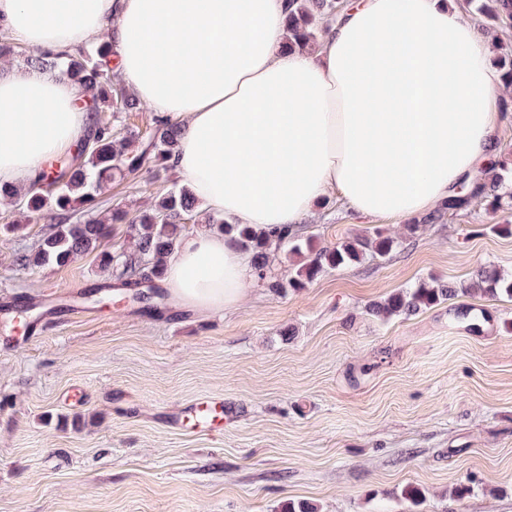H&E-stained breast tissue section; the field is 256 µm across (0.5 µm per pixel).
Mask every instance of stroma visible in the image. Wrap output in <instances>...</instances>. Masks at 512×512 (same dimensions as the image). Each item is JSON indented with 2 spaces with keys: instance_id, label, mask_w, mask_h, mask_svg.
Returning a JSON list of instances; mask_svg holds the SVG:
<instances>
[{
  "instance_id": "35a3bbf8",
  "label": "stroma",
  "mask_w": 512,
  "mask_h": 512,
  "mask_svg": "<svg viewBox=\"0 0 512 512\" xmlns=\"http://www.w3.org/2000/svg\"><path fill=\"white\" fill-rule=\"evenodd\" d=\"M168 182L115 183L136 209ZM474 202L408 237L404 222L354 215L329 195L299 231L320 246L381 230L385 258L273 293L259 281L232 311L149 317L96 254L63 267L16 265L43 225L0 239V311L49 293L85 307L38 333L0 330V512H512V300L458 297L387 320L371 303L482 266L512 275V235ZM223 400L213 431L173 429L200 399ZM470 494L456 496L457 487ZM425 498L405 500L407 487Z\"/></svg>"
}]
</instances>
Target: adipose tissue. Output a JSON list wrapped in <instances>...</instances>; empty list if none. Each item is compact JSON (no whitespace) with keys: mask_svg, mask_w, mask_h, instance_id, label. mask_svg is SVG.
Segmentation results:
<instances>
[{"mask_svg":"<svg viewBox=\"0 0 512 512\" xmlns=\"http://www.w3.org/2000/svg\"><path fill=\"white\" fill-rule=\"evenodd\" d=\"M288 0H0L32 51L111 43L123 81L181 121L175 172L214 214L297 228L329 191L365 218L408 219L500 152L505 88L492 37L450 0H349L306 51L284 46ZM68 79L0 70V184L28 186L89 116ZM256 272L201 229L166 264L176 305L237 307Z\"/></svg>","mask_w":512,"mask_h":512,"instance_id":"obj_1","label":"adipose tissue"}]
</instances>
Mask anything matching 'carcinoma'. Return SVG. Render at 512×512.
Instances as JSON below:
<instances>
[{
	"instance_id": "1",
	"label": "carcinoma",
	"mask_w": 512,
	"mask_h": 512,
	"mask_svg": "<svg viewBox=\"0 0 512 512\" xmlns=\"http://www.w3.org/2000/svg\"><path fill=\"white\" fill-rule=\"evenodd\" d=\"M462 7L478 16L486 27L512 23V0H466ZM338 12L337 0H290L285 35L288 47L305 50L313 46L322 33L320 21ZM112 56L113 48L104 42L64 55H24L25 67L58 72L84 91L89 122L75 148L50 158L27 187L10 191L0 187V199L9 201L27 223H48L47 230L29 250L16 254L17 264L64 266L78 256L97 251L102 265L112 268L115 290L138 304L140 312L156 316L163 314L167 305L168 294L160 285L166 261L177 250L191 221L232 236L241 248L251 252L261 280L266 278V269L276 252L284 249L287 254L302 258L288 283L268 284L275 292L302 289L329 270L359 262L369 252L384 258L401 246L399 239L380 230L371 236L357 234L332 247H319L310 238H300L296 231L272 237L253 226L232 224L209 212L187 186L177 184L146 209L103 210L101 192L117 179L142 171L152 180L168 179L183 129L179 121L157 115L152 118L146 142L134 129L115 131L119 115L137 111L139 100L114 79ZM505 170V164H495L490 172L476 178L464 194L451 196L419 223L407 225L409 234H416L422 224L442 220L450 211L465 208L475 198L487 202L493 211L511 213L512 186L507 185ZM117 225L125 226L132 250L98 251ZM472 292L512 299V279L506 280L487 267L478 268L468 285L449 286L431 277L389 294L372 306L371 314L382 319L411 316Z\"/></svg>"
}]
</instances>
